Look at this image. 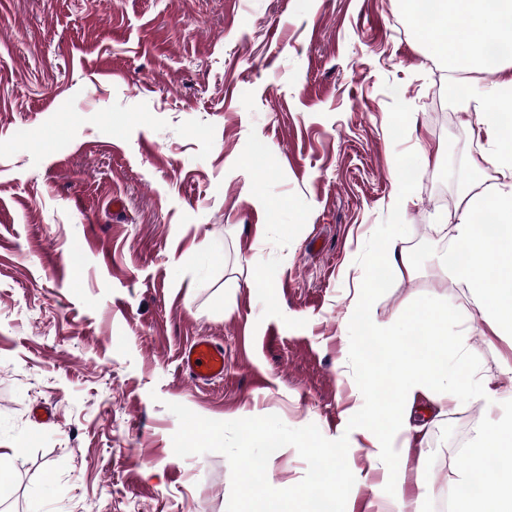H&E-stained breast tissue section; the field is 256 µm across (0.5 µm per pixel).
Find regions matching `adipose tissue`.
<instances>
[{"label": "adipose tissue", "mask_w": 512, "mask_h": 512, "mask_svg": "<svg viewBox=\"0 0 512 512\" xmlns=\"http://www.w3.org/2000/svg\"><path fill=\"white\" fill-rule=\"evenodd\" d=\"M418 32L434 55L451 69L480 68L495 43L512 44V0H435V9ZM500 79L489 89L462 99L463 108L480 110L481 131L493 140L485 162L502 181L494 190L467 198L455 226V244L465 256L454 276L470 289L481 320L493 336L512 344V61L500 65ZM447 308L426 305L405 322L368 326L362 347L365 378L380 373L394 382V401L365 408L361 435L372 468L403 485L412 451L411 417L416 399L436 404L465 398L470 364L460 346L450 343ZM497 460L498 483L485 480V465ZM483 480L480 493L458 494L452 512H512V407L481 430L468 466L456 483Z\"/></svg>", "instance_id": "obj_1"}]
</instances>
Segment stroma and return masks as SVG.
Returning a JSON list of instances; mask_svg holds the SVG:
<instances>
[{
    "label": "stroma",
    "mask_w": 512,
    "mask_h": 512,
    "mask_svg": "<svg viewBox=\"0 0 512 512\" xmlns=\"http://www.w3.org/2000/svg\"><path fill=\"white\" fill-rule=\"evenodd\" d=\"M498 77L427 52L407 0H0V512H226L229 463L175 455L171 402L348 436V512L390 497L341 409L364 402L357 258L405 150L414 270L371 317L447 307L479 373L446 415L414 410L426 455L405 497L433 512L491 416L487 387H512V348L443 274L466 195L498 182L475 176L490 145L448 83ZM200 336L224 347L209 384L180 366ZM306 472L292 447L266 469L283 489Z\"/></svg>",
    "instance_id": "1"
}]
</instances>
